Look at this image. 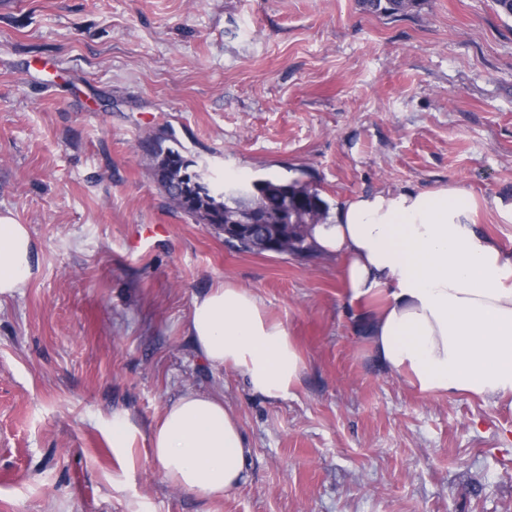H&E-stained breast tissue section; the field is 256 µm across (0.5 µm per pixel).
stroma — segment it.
<instances>
[{
    "label": "stroma",
    "instance_id": "obj_1",
    "mask_svg": "<svg viewBox=\"0 0 512 512\" xmlns=\"http://www.w3.org/2000/svg\"><path fill=\"white\" fill-rule=\"evenodd\" d=\"M164 132L214 185L297 177L332 205L464 186L512 255V18L492 0H0V211L35 244L0 297V512H512V407L379 366L339 259L242 252L175 210L140 148ZM224 282L298 345L288 398L189 343L194 297ZM188 389L222 395L252 447L220 499L150 454ZM414 3V0H363V5L369 10L392 16L406 14Z\"/></svg>",
    "mask_w": 512,
    "mask_h": 512
}]
</instances>
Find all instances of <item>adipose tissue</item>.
Wrapping results in <instances>:
<instances>
[{"label":"adipose tissue","mask_w":512,"mask_h":512,"mask_svg":"<svg viewBox=\"0 0 512 512\" xmlns=\"http://www.w3.org/2000/svg\"><path fill=\"white\" fill-rule=\"evenodd\" d=\"M311 236L341 259L350 302H366L358 320L379 365L425 394L512 406V257L479 229L467 188L363 193ZM33 254L27 227L0 215V296L25 288ZM187 333L205 361L233 368L262 398H287L301 381L292 337L248 289L224 283L196 296ZM149 446L168 480L199 497L247 479L251 447L221 396L181 393Z\"/></svg>","instance_id":"ef3b65f1"}]
</instances>
